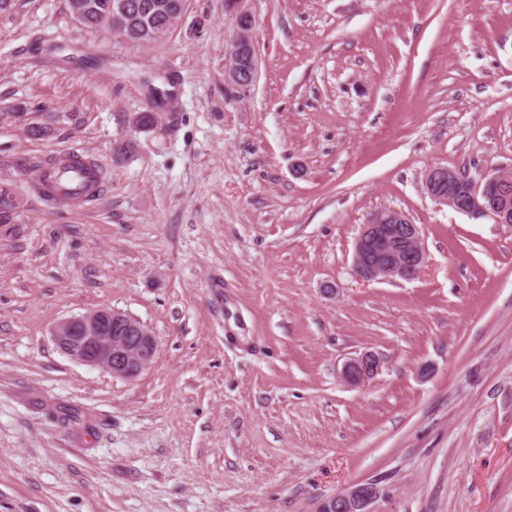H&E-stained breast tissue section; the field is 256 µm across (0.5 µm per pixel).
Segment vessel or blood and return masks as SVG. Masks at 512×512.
<instances>
[{
	"label": "vessel or blood",
	"instance_id": "b4317fda",
	"mask_svg": "<svg viewBox=\"0 0 512 512\" xmlns=\"http://www.w3.org/2000/svg\"><path fill=\"white\" fill-rule=\"evenodd\" d=\"M39 180L44 191L65 203H86L97 189L96 174L82 152L64 154L55 163L44 167Z\"/></svg>",
	"mask_w": 512,
	"mask_h": 512
}]
</instances>
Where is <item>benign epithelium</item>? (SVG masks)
<instances>
[{
	"mask_svg": "<svg viewBox=\"0 0 512 512\" xmlns=\"http://www.w3.org/2000/svg\"><path fill=\"white\" fill-rule=\"evenodd\" d=\"M239 29L227 54L224 75L237 87L252 85L258 75L252 39V15H236ZM426 193L437 203L472 218L489 217L497 224H512V187L501 172L472 174L443 165L431 167L424 178ZM426 263L421 227L392 210L373 214L354 245L355 273L364 280L416 278ZM53 339L61 351L82 364L114 376L132 378L151 365L157 352L152 331L138 319L108 309L72 315L56 324ZM380 361L364 354L347 361L342 377L351 385L376 374ZM376 490L357 484L328 500L323 509L334 512H370Z\"/></svg>",
	"mask_w": 512,
	"mask_h": 512,
	"instance_id": "obj_1",
	"label": "benign epithelium"
}]
</instances>
